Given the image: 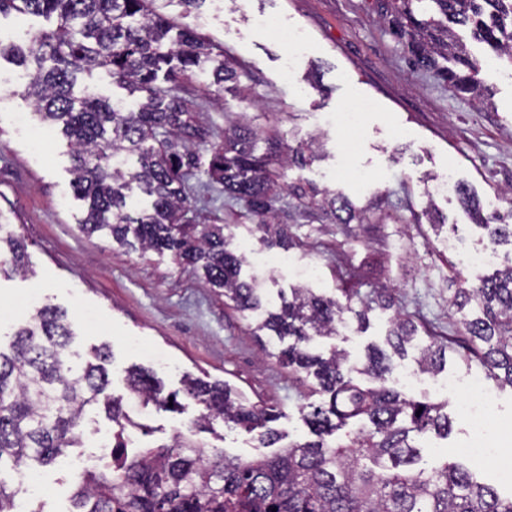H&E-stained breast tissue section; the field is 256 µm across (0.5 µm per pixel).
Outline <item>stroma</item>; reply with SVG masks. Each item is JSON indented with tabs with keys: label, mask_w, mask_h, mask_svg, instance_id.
I'll return each mask as SVG.
<instances>
[{
	"label": "stroma",
	"mask_w": 512,
	"mask_h": 512,
	"mask_svg": "<svg viewBox=\"0 0 512 512\" xmlns=\"http://www.w3.org/2000/svg\"><path fill=\"white\" fill-rule=\"evenodd\" d=\"M391 9L390 0H207L198 14L184 18L173 10L169 16L210 45L214 60H229L250 77L251 102L239 101L233 87L213 85L192 103L194 117L216 135L238 124L294 147L320 141L314 161L282 170L283 184H310L341 193L356 206L405 218L431 201L445 222L441 232L433 233L424 221L335 224L284 192L276 206L291 244L270 247L245 217L243 204L228 201L221 186L198 175L186 183L185 221L229 225L233 244H251L242 274L264 278L269 306H279L280 294L299 284V267L311 266L316 292L332 296L341 287L366 293L392 286L405 313L445 336L458 319L449 297L479 279L465 258L483 248L486 238L455 195L428 197L426 185L452 174L484 207L496 190L512 186V69L487 64V48L471 43L484 63L486 103L461 98L432 71L415 65L393 32ZM259 16L301 31L294 57H287L274 30L256 25ZM356 109L362 120L350 132L340 116ZM32 110L20 96L0 93V220L23 239L33 271L26 278L0 276V349H8L14 330L28 319L31 308L23 299L36 291L42 304L72 318L73 351L109 345L113 395L124 394L125 371L134 364L152 370L168 393L180 389L188 373L229 383L250 403L275 409V426L286 441L309 439L303 416L324 404L326 395L267 356L265 339L252 335L248 315L225 307L223 297L191 268L166 253L127 251L105 235L83 233L78 223L85 205L73 196L70 148L58 130L31 119ZM21 113L29 117L23 130L16 123ZM282 254L288 263H278ZM86 312L94 322L83 321ZM389 317L375 310L365 329L316 340L312 349L335 346L350 358H363L368 345L383 344ZM410 395L447 403L453 421L448 439L417 437L423 461L463 462L459 449L474 431L459 414L456 395L430 382ZM199 413L192 403L180 414L148 407L138 416L145 431L131 437L142 449L171 443ZM116 430L102 410H92L83 447L69 449L53 464L31 465L50 487L47 497L18 489L7 463L0 465V483L28 512H72L73 461ZM198 439L245 459L263 454L248 435L221 422Z\"/></svg>",
	"instance_id": "obj_1"
}]
</instances>
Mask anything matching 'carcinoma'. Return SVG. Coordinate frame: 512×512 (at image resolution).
I'll return each instance as SVG.
<instances>
[{"label":"carcinoma","mask_w":512,"mask_h":512,"mask_svg":"<svg viewBox=\"0 0 512 512\" xmlns=\"http://www.w3.org/2000/svg\"><path fill=\"white\" fill-rule=\"evenodd\" d=\"M155 0H0V16L11 12L55 17L56 26L31 35L28 45L0 49L27 70L24 96L42 122L58 124L68 139L75 196L87 203L83 231L103 233L121 247L171 253L174 260L202 272L218 294L255 317L257 336L267 331L288 340L276 358L291 372L315 380L329 402L306 415L313 440L288 443L271 456L250 460L229 457L193 441L197 432L222 420L250 435L261 448H273L282 434L270 423L271 408L247 403L228 384L186 377L183 398L202 412L172 443L143 449L133 457L117 455L114 465L94 464L82 472L73 500L76 512H512V496L478 482L446 459L427 469H410L417 450L411 433L451 432L448 403L417 400L387 383L390 354L417 350L418 368L433 375L448 362V349L477 361L487 378L512 388V264L460 288L448 306L460 314L461 336L450 341L428 336L401 311L387 286L363 295L339 289V296L296 288L277 311L264 309L262 289L241 278L244 256L230 249L224 225L182 223L187 205L185 181L197 168L199 152L210 153L205 175L224 186V196L245 203L260 227L276 223L274 205L282 187L269 165L283 155L277 137L259 138L250 128L224 129V141L194 123L186 96L195 91L187 79L205 72L209 47L190 28L172 33L169 18L152 7ZM395 28L417 64L440 74L464 95L481 94L480 64L454 27L470 28L474 39L490 46L512 67V0H394ZM99 69L136 98L132 105L107 97L78 98V76ZM212 83L241 84L244 73L222 62ZM264 152L257 153L259 141ZM151 199L132 217L127 200L133 189ZM308 207L329 214L337 224L404 223L400 215L380 216L349 199L313 186H288ZM462 204L485 230L491 246L512 245V190L498 200L507 205L486 217L467 187ZM31 272L25 246L0 224V273ZM394 310L385 343L367 346L364 359L351 362L335 347L313 354L314 337H332L349 315L364 326L374 308ZM75 333L66 312L43 306L13 333L10 351H0V465L28 461L48 464L67 448H82L88 410L101 407L116 423L113 447H125L127 428L143 430L109 391L105 345L92 347L77 363L70 347ZM366 376L362 388L354 376ZM130 397L159 407L177 406L146 369L126 371ZM365 417L372 428L360 430L347 445L329 440L347 421Z\"/></svg>","instance_id":"carcinoma-1"}]
</instances>
